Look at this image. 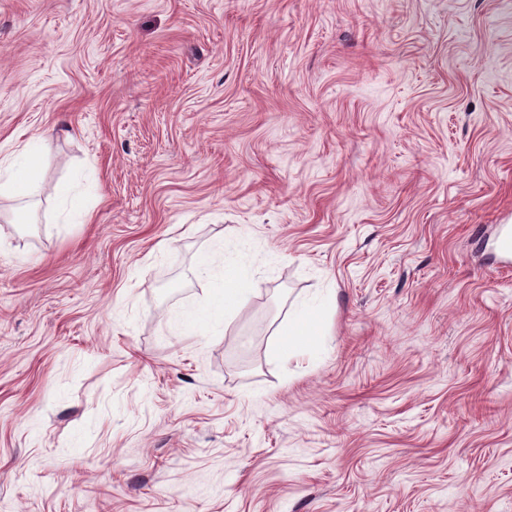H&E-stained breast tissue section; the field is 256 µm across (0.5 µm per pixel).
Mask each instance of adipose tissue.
Returning <instances> with one entry per match:
<instances>
[{"instance_id": "ef3b65f1", "label": "adipose tissue", "mask_w": 512, "mask_h": 512, "mask_svg": "<svg viewBox=\"0 0 512 512\" xmlns=\"http://www.w3.org/2000/svg\"><path fill=\"white\" fill-rule=\"evenodd\" d=\"M44 142L41 135L28 137L0 159V196H30L41 175L39 158ZM276 265V253L259 247L248 233L212 240L199 263L207 293L187 318L172 319V332L181 333L188 324L199 336L222 335L260 284L273 275ZM332 305V295L323 291L304 300L279 327L281 342L273 351V358L286 360L300 353L318 352L322 347L319 319Z\"/></svg>"}]
</instances>
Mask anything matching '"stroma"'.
Listing matches in <instances>:
<instances>
[{"label":"stroma","mask_w":512,"mask_h":512,"mask_svg":"<svg viewBox=\"0 0 512 512\" xmlns=\"http://www.w3.org/2000/svg\"><path fill=\"white\" fill-rule=\"evenodd\" d=\"M42 133L0 512H512V0H0V146ZM238 231L270 281L173 334ZM317 291L321 352L273 359ZM57 199L61 204V214L68 224H88L91 209L87 205L86 195L75 184L65 182L58 186Z\"/></svg>","instance_id":"1"}]
</instances>
